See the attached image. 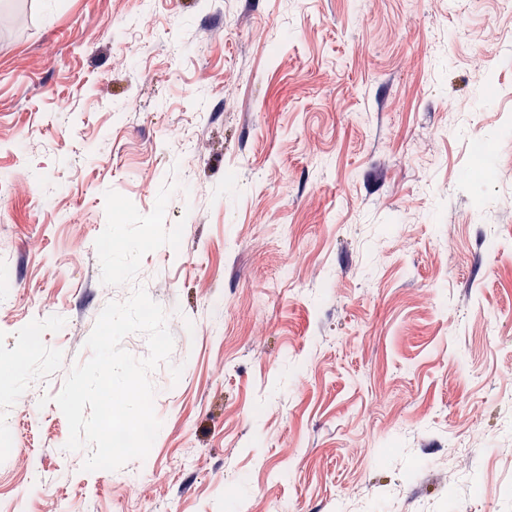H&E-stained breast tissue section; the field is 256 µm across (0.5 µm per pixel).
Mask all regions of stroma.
<instances>
[{"label":"stroma","mask_w":512,"mask_h":512,"mask_svg":"<svg viewBox=\"0 0 512 512\" xmlns=\"http://www.w3.org/2000/svg\"><path fill=\"white\" fill-rule=\"evenodd\" d=\"M0 512H512L503 0H0ZM179 248L145 459L54 401L107 190ZM149 481H128L141 471Z\"/></svg>","instance_id":"35a3bbf8"}]
</instances>
